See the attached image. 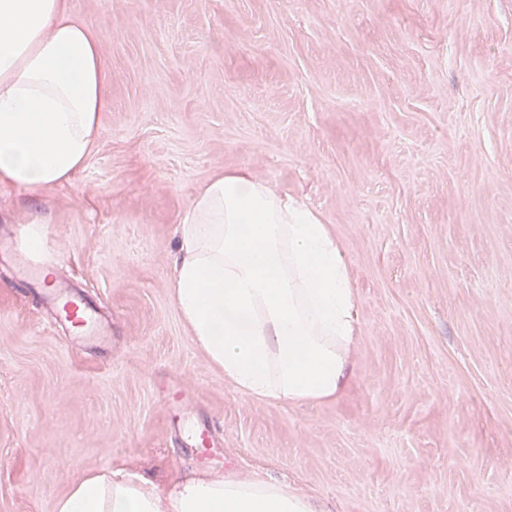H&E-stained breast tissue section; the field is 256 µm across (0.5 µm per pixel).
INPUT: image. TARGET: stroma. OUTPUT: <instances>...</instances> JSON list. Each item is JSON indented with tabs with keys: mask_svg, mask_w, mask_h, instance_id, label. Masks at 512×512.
<instances>
[{
	"mask_svg": "<svg viewBox=\"0 0 512 512\" xmlns=\"http://www.w3.org/2000/svg\"><path fill=\"white\" fill-rule=\"evenodd\" d=\"M111 106L84 168L0 225L107 315L73 341L0 257V512H55L117 464L166 486L259 472L328 512H512V0H68ZM320 212L359 299L336 398L238 391L172 294L176 227L218 171ZM220 442L197 458L165 404Z\"/></svg>",
	"mask_w": 512,
	"mask_h": 512,
	"instance_id": "obj_1",
	"label": "stroma"
}]
</instances>
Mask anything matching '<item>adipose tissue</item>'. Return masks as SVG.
Returning <instances> with one entry per match:
<instances>
[{
  "instance_id": "adipose-tissue-1",
  "label": "adipose tissue",
  "mask_w": 512,
  "mask_h": 512,
  "mask_svg": "<svg viewBox=\"0 0 512 512\" xmlns=\"http://www.w3.org/2000/svg\"><path fill=\"white\" fill-rule=\"evenodd\" d=\"M98 35L67 0H0V185L38 196L82 170L108 110ZM175 305L224 377L255 399L340 393L359 332L358 296L321 215L250 169L220 172L177 227ZM56 512H319L258 475L208 471L165 489L126 468L73 483Z\"/></svg>"
}]
</instances>
